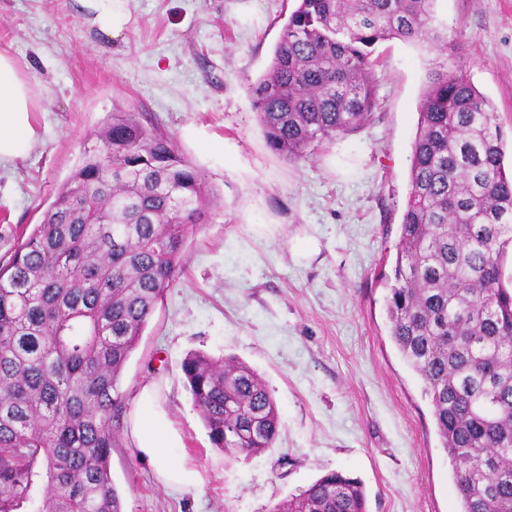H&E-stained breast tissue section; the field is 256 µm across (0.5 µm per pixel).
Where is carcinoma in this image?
Segmentation results:
<instances>
[{
    "label": "carcinoma",
    "mask_w": 512,
    "mask_h": 512,
    "mask_svg": "<svg viewBox=\"0 0 512 512\" xmlns=\"http://www.w3.org/2000/svg\"><path fill=\"white\" fill-rule=\"evenodd\" d=\"M438 0H299L249 87L267 145L300 159L360 129L380 42L446 45ZM218 194L172 139L112 113L40 224L0 265V512H123L111 475L122 370ZM512 175L490 99L462 73L422 92L390 336L417 372L460 512H512ZM182 372L211 443L257 455L279 436L264 380L191 353ZM275 512H367L328 472Z\"/></svg>",
    "instance_id": "1"
}]
</instances>
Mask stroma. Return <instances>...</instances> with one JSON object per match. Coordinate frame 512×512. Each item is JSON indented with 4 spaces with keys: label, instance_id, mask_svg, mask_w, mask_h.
<instances>
[{
    "label": "stroma",
    "instance_id": "stroma-1",
    "mask_svg": "<svg viewBox=\"0 0 512 512\" xmlns=\"http://www.w3.org/2000/svg\"><path fill=\"white\" fill-rule=\"evenodd\" d=\"M104 36L80 0H0V50L36 85L38 140L0 167V262L42 220L117 111L174 140L220 206L187 242L118 388L155 384L200 487L172 491L126 427L112 450L123 512H273L317 477L359 478L367 512H460L423 382L389 335L400 224L422 91L432 69L465 71L491 100L512 165V0H441L447 47L391 39L373 57L376 106L356 133L291 160L266 144L248 87L268 68L296 0H121ZM311 236L319 250L294 255ZM233 356L268 385L274 448L230 458L185 387L192 352Z\"/></svg>",
    "mask_w": 512,
    "mask_h": 512
}]
</instances>
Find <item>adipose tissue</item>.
Wrapping results in <instances>:
<instances>
[{
    "label": "adipose tissue",
    "instance_id": "adipose-tissue-1",
    "mask_svg": "<svg viewBox=\"0 0 512 512\" xmlns=\"http://www.w3.org/2000/svg\"><path fill=\"white\" fill-rule=\"evenodd\" d=\"M38 99L30 78L16 60L0 51V165L27 154L37 141L34 114ZM128 435L140 461L163 486L185 490L200 485L197 468L186 461H173L172 448L181 438L173 428L155 384L139 390Z\"/></svg>",
    "mask_w": 512,
    "mask_h": 512
}]
</instances>
